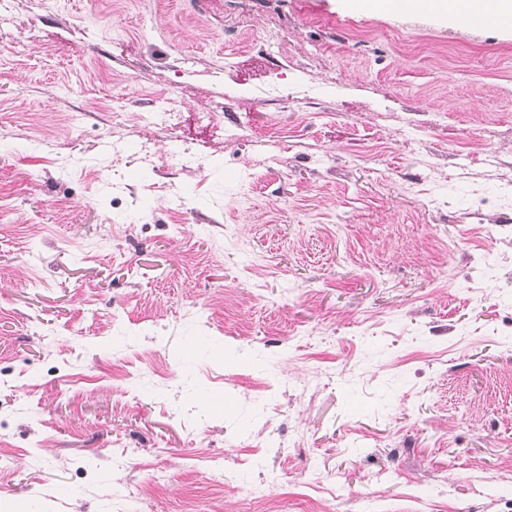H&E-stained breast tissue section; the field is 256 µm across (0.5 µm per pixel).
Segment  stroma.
<instances>
[{
	"label": "stroma",
	"mask_w": 512,
	"mask_h": 512,
	"mask_svg": "<svg viewBox=\"0 0 512 512\" xmlns=\"http://www.w3.org/2000/svg\"><path fill=\"white\" fill-rule=\"evenodd\" d=\"M0 512H512V26L0 0Z\"/></svg>",
	"instance_id": "obj_1"
}]
</instances>
